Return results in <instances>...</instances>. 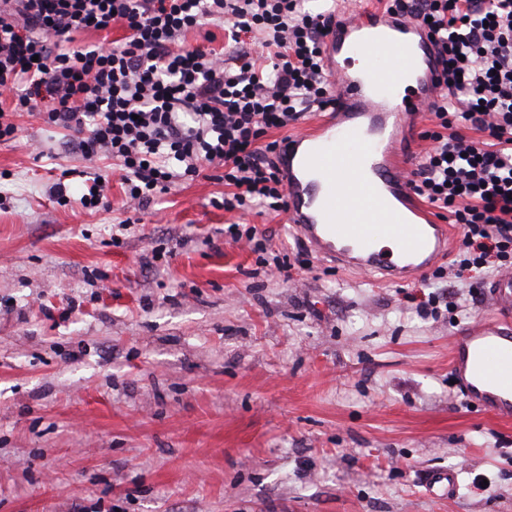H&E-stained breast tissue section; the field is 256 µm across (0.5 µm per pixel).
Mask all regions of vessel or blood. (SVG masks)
I'll use <instances>...</instances> for the list:
<instances>
[{"instance_id": "vessel-or-blood-1", "label": "vessel or blood", "mask_w": 512, "mask_h": 512, "mask_svg": "<svg viewBox=\"0 0 512 512\" xmlns=\"http://www.w3.org/2000/svg\"><path fill=\"white\" fill-rule=\"evenodd\" d=\"M335 107L291 136L277 165L288 221L318 254L391 282L421 277L448 251L439 223L408 186L403 141L439 91L442 67L417 21L357 4L334 14L324 39ZM502 318L464 329L451 346L457 386L485 411L512 416V274L493 280Z\"/></svg>"}]
</instances>
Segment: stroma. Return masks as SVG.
I'll use <instances>...</instances> for the list:
<instances>
[{
	"label": "stroma",
	"instance_id": "obj_1",
	"mask_svg": "<svg viewBox=\"0 0 512 512\" xmlns=\"http://www.w3.org/2000/svg\"><path fill=\"white\" fill-rule=\"evenodd\" d=\"M0 141V512H512V420L450 383L489 280L386 283L310 254L287 214L217 207L205 167L141 209L118 161L15 114ZM105 177L109 208L50 188ZM439 295L437 314L420 304ZM454 469L457 494L427 489Z\"/></svg>",
	"mask_w": 512,
	"mask_h": 512
}]
</instances>
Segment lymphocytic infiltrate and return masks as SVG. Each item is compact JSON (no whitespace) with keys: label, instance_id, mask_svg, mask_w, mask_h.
Masks as SVG:
<instances>
[{"label":"lymphocytic infiltrate","instance_id":"f902f5d3","mask_svg":"<svg viewBox=\"0 0 512 512\" xmlns=\"http://www.w3.org/2000/svg\"><path fill=\"white\" fill-rule=\"evenodd\" d=\"M382 3L426 24L442 65L410 186L460 225L456 276L511 269L512 0ZM205 19L223 23L231 57L187 45ZM329 19L305 0H0V94L13 111L42 109L86 158L118 160L138 204L207 164L224 170L225 210L284 212L281 142L266 135L334 106ZM115 25L127 35L113 47L77 42Z\"/></svg>","mask_w":512,"mask_h":512}]
</instances>
